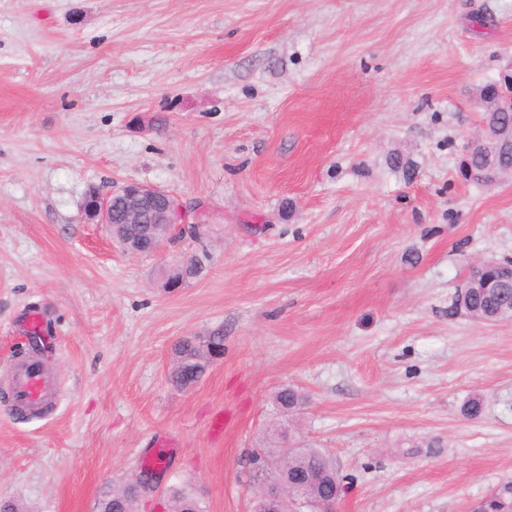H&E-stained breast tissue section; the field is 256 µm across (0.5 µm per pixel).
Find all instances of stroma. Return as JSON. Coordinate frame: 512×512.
<instances>
[{
    "mask_svg": "<svg viewBox=\"0 0 512 512\" xmlns=\"http://www.w3.org/2000/svg\"><path fill=\"white\" fill-rule=\"evenodd\" d=\"M510 83L512 0H0V498L95 512L154 466L137 512L181 484L253 512L288 385L293 440L347 485L335 512L512 485V321L456 305L472 262L512 257V176L465 167ZM129 182L200 237L124 252L81 202ZM193 255L206 273L166 288ZM36 309L53 351L16 331ZM216 332L176 389V343ZM32 354L61 388L40 417L8 395Z\"/></svg>",
    "mask_w": 512,
    "mask_h": 512,
    "instance_id": "obj_1",
    "label": "stroma"
}]
</instances>
